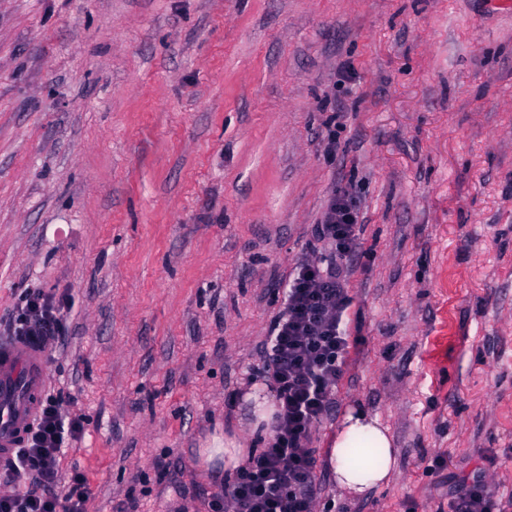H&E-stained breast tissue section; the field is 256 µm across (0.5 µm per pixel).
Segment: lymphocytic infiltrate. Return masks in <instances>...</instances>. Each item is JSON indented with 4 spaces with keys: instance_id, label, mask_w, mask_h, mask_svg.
Here are the masks:
<instances>
[{
    "instance_id": "1",
    "label": "lymphocytic infiltrate",
    "mask_w": 512,
    "mask_h": 512,
    "mask_svg": "<svg viewBox=\"0 0 512 512\" xmlns=\"http://www.w3.org/2000/svg\"><path fill=\"white\" fill-rule=\"evenodd\" d=\"M359 209L345 188L334 190L315 227L324 260L298 263L283 292L258 374L271 383L276 412L268 448L250 459L232 483L216 494L213 512H315L314 426L334 408L336 386L349 349L350 298L346 273L360 256ZM10 331L56 341L65 332L64 303L39 289L26 293ZM84 430L81 419L62 411L60 394L44 395L27 437L0 465V482L32 478L36 491L0 495V512H85L86 477L60 475L61 456ZM448 512H502L480 475L461 480Z\"/></svg>"
}]
</instances>
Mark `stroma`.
<instances>
[{
	"mask_svg": "<svg viewBox=\"0 0 512 512\" xmlns=\"http://www.w3.org/2000/svg\"><path fill=\"white\" fill-rule=\"evenodd\" d=\"M339 187L363 254L318 512H448L480 470L512 512V0H0V336L63 299L86 512H209L203 449L266 448L246 374ZM357 408L397 460L362 497L327 462Z\"/></svg>",
	"mask_w": 512,
	"mask_h": 512,
	"instance_id": "stroma-1",
	"label": "stroma"
}]
</instances>
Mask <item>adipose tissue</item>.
Returning <instances> with one entry per match:
<instances>
[{"instance_id":"adipose-tissue-1","label":"adipose tissue","mask_w":512,"mask_h":512,"mask_svg":"<svg viewBox=\"0 0 512 512\" xmlns=\"http://www.w3.org/2000/svg\"><path fill=\"white\" fill-rule=\"evenodd\" d=\"M353 448L371 449L372 458H353ZM339 488L361 496L388 484L395 475L396 450L388 430L367 412L349 413L336 432L328 454Z\"/></svg>"}]
</instances>
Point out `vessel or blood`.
<instances>
[{
	"mask_svg": "<svg viewBox=\"0 0 512 512\" xmlns=\"http://www.w3.org/2000/svg\"><path fill=\"white\" fill-rule=\"evenodd\" d=\"M48 380L42 346L29 339L0 340V459L20 445Z\"/></svg>",
	"mask_w": 512,
	"mask_h": 512,
	"instance_id": "vessel-or-blood-1",
	"label": "vessel or blood"
}]
</instances>
